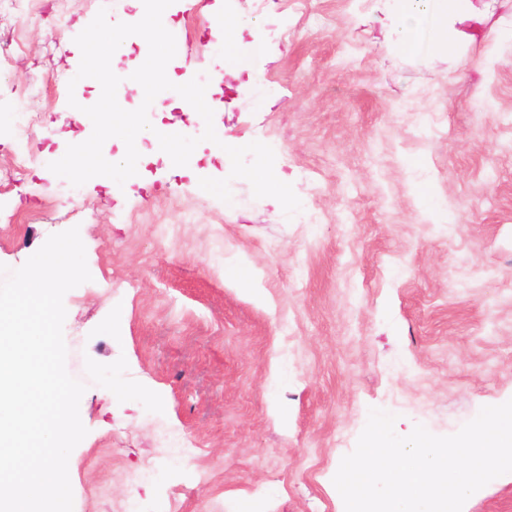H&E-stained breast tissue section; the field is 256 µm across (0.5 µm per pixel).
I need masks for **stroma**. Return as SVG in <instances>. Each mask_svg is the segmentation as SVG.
Wrapping results in <instances>:
<instances>
[{"instance_id":"1","label":"stroma","mask_w":512,"mask_h":512,"mask_svg":"<svg viewBox=\"0 0 512 512\" xmlns=\"http://www.w3.org/2000/svg\"><path fill=\"white\" fill-rule=\"evenodd\" d=\"M453 52L401 49L398 0H174L175 75L224 66V17L247 68L226 75L215 129L269 144L320 223L287 218L200 143L123 186H72L46 165L93 124L97 87L69 89L75 37L122 0H21L0 11V264L78 228L92 275L64 296L68 372L88 433L68 471L73 512H345L333 484L369 408L395 430L450 435L512 399V0H471ZM262 41L254 50V41ZM38 114L19 171L16 115ZM151 124L197 136L169 97ZM426 178L442 222L419 199ZM255 287L233 275L236 261ZM173 431L157 446L154 423ZM151 469L154 481L137 482ZM463 512H512V473Z\"/></svg>"}]
</instances>
